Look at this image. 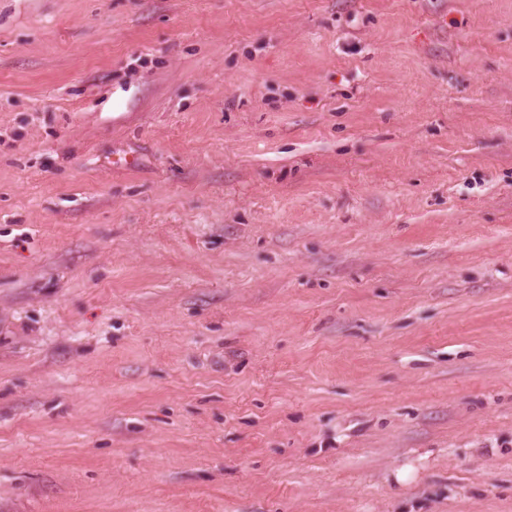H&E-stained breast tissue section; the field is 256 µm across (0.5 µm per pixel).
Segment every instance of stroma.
<instances>
[{
  "mask_svg": "<svg viewBox=\"0 0 512 512\" xmlns=\"http://www.w3.org/2000/svg\"><path fill=\"white\" fill-rule=\"evenodd\" d=\"M0 512H512V0H0Z\"/></svg>",
  "mask_w": 512,
  "mask_h": 512,
  "instance_id": "1",
  "label": "stroma"
}]
</instances>
